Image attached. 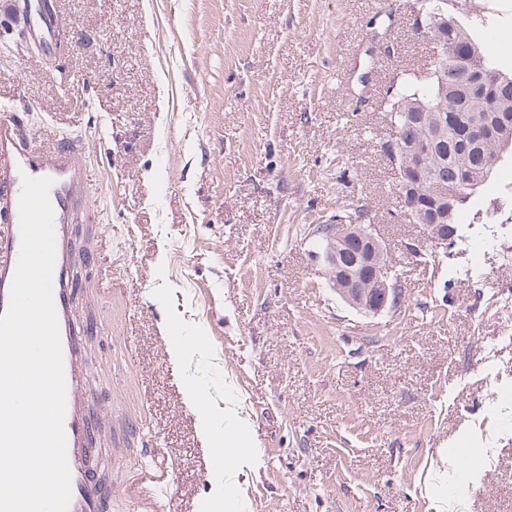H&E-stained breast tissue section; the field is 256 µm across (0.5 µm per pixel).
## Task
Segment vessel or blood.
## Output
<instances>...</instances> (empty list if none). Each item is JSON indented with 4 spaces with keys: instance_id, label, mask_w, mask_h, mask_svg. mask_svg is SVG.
<instances>
[{
    "instance_id": "1",
    "label": "vessel or blood",
    "mask_w": 512,
    "mask_h": 512,
    "mask_svg": "<svg viewBox=\"0 0 512 512\" xmlns=\"http://www.w3.org/2000/svg\"><path fill=\"white\" fill-rule=\"evenodd\" d=\"M23 18L29 41L42 55L54 54L60 48L63 23L53 0H25ZM86 171L84 153L71 142L61 139L46 148L31 146L23 136L17 114L7 109L0 111V314L8 306L19 259L22 178H52L49 199L55 235L53 300L63 355L64 429L71 473L68 512H106L112 489L88 471L78 454L91 421L79 408L82 376L77 359L86 330L74 318L72 305L77 288L71 275L69 246L75 237L78 214L90 203Z\"/></svg>"
}]
</instances>
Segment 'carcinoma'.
<instances>
[{
    "label": "carcinoma",
    "instance_id": "1",
    "mask_svg": "<svg viewBox=\"0 0 512 512\" xmlns=\"http://www.w3.org/2000/svg\"><path fill=\"white\" fill-rule=\"evenodd\" d=\"M427 33L436 43L460 51L473 48L476 55L440 56L433 61L429 79L400 72V78L387 86L384 111L390 115V137L428 147L421 160L419 186L402 180V168L413 162L410 154L390 160L395 193L403 199L411 222L425 231L448 234L451 247L461 212L506 154L502 138L512 136V74L487 57L460 22L446 30L430 27ZM474 123L484 127V139L476 143L467 134ZM369 220V209L361 204L342 222L360 228Z\"/></svg>",
    "mask_w": 512,
    "mask_h": 512
}]
</instances>
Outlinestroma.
Here are the masks:
<instances>
[{"label": "stroma", "mask_w": 512, "mask_h": 512, "mask_svg": "<svg viewBox=\"0 0 512 512\" xmlns=\"http://www.w3.org/2000/svg\"><path fill=\"white\" fill-rule=\"evenodd\" d=\"M416 3L57 0L63 50L0 57L28 140L87 157L82 395L111 512H206L220 432L248 448L231 512H512V156L452 248L405 219L381 100L433 56ZM446 8L511 74L512 0ZM356 204L402 286L378 315L331 288L313 234Z\"/></svg>", "instance_id": "35a3bbf8"}]
</instances>
